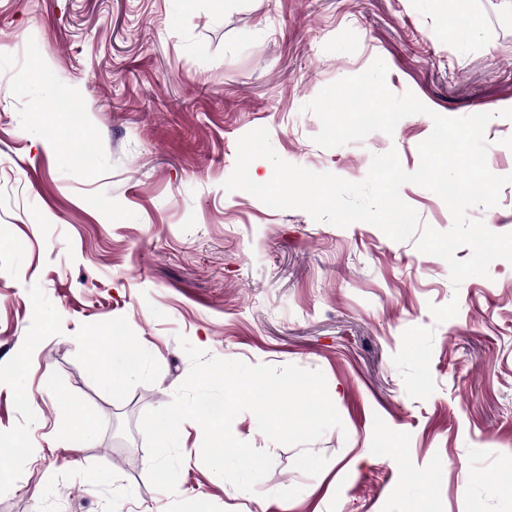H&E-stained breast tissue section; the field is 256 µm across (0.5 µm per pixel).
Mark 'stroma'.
I'll list each match as a JSON object with an SVG mask.
<instances>
[{
	"instance_id": "stroma-1",
	"label": "stroma",
	"mask_w": 512,
	"mask_h": 512,
	"mask_svg": "<svg viewBox=\"0 0 512 512\" xmlns=\"http://www.w3.org/2000/svg\"><path fill=\"white\" fill-rule=\"evenodd\" d=\"M378 58L431 113H492L487 164L512 174V0H0V512H512V263L456 286L414 241L223 188L260 127L350 182L391 149L415 171L431 113L324 148L303 109ZM401 197L451 227L433 192ZM105 335L134 349L115 388L88 347ZM181 335L321 370L344 424L311 445L323 471L244 412L234 436L274 459L254 491L214 478L193 421L175 494L153 488L140 419L189 372Z\"/></svg>"
}]
</instances>
